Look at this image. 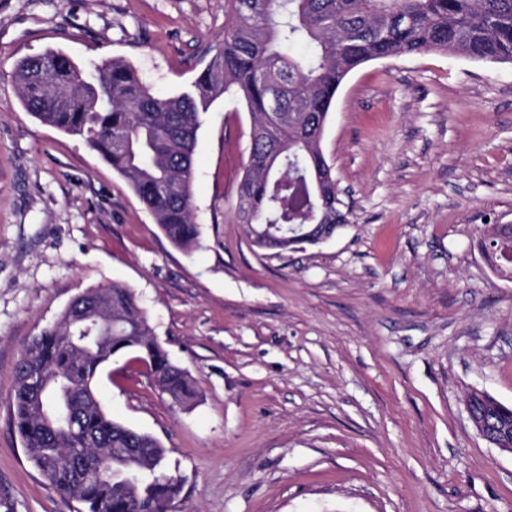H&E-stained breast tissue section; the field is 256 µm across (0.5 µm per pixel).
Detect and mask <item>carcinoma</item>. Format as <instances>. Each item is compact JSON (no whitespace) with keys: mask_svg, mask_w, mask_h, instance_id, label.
<instances>
[{"mask_svg":"<svg viewBox=\"0 0 512 512\" xmlns=\"http://www.w3.org/2000/svg\"><path fill=\"white\" fill-rule=\"evenodd\" d=\"M224 38L194 91L160 97L121 60L81 67L60 51L21 61L18 92L40 122L79 138L124 177L165 236L191 252L193 161L202 114L221 97L252 118L236 220L315 243L317 222H348L322 139L346 76L378 59L425 52L512 63V0H228ZM304 42V58L286 54ZM512 266V233L498 224L481 240ZM133 355L178 406L197 392L153 335L134 289L114 283L76 296L34 337L15 369L12 422L28 459L63 497L87 512H163L182 490L154 436L114 419L98 381ZM467 405L496 431L512 407L484 391Z\"/></svg>","mask_w":512,"mask_h":512,"instance_id":"cac0c4a2","label":"carcinoma"}]
</instances>
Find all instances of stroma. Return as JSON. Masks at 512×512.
Segmentation results:
<instances>
[{
	"label": "stroma",
	"mask_w": 512,
	"mask_h": 512,
	"mask_svg": "<svg viewBox=\"0 0 512 512\" xmlns=\"http://www.w3.org/2000/svg\"><path fill=\"white\" fill-rule=\"evenodd\" d=\"M226 0H0V512H85L28 462L10 420L27 342L87 289H135L186 369L172 406L139 363L99 391L158 437L183 480L170 512H512V454L475 431V389L512 405V279L487 224H512V64L444 52L367 62L323 138L350 216L298 251L234 218L251 117L203 116L185 252L125 178L31 116L17 63L121 59L160 96L191 90Z\"/></svg>",
	"instance_id": "35a3bbf8"
}]
</instances>
